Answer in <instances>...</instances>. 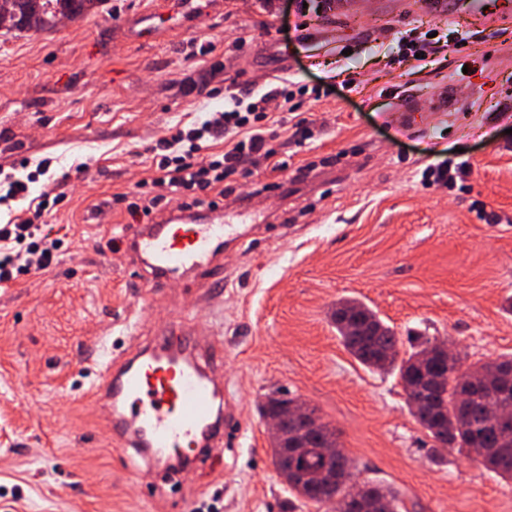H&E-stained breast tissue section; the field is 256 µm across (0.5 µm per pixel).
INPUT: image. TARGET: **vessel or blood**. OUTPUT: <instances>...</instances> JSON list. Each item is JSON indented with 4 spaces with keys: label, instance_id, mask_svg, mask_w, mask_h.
<instances>
[{
    "label": "vessel or blood",
    "instance_id": "b4317fda",
    "mask_svg": "<svg viewBox=\"0 0 512 512\" xmlns=\"http://www.w3.org/2000/svg\"><path fill=\"white\" fill-rule=\"evenodd\" d=\"M464 7L494 23L512 18V0H450L449 10ZM161 0L128 17L125 39L141 45L159 37L153 20ZM224 204L215 202L201 211L161 213L140 221L125 246L144 269L145 287H161L166 280L198 274L204 287L224 286L218 257L229 236ZM193 320L177 318L155 336L140 341L116 359L100 346L92 361L98 382L83 394L85 400L112 403V445L135 448L148 469L177 474L220 454L235 438L239 421L223 412V396L210 366L217 360L211 348L193 344Z\"/></svg>",
    "mask_w": 512,
    "mask_h": 512
}]
</instances>
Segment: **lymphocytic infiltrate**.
Instances as JSON below:
<instances>
[{
    "mask_svg": "<svg viewBox=\"0 0 512 512\" xmlns=\"http://www.w3.org/2000/svg\"><path fill=\"white\" fill-rule=\"evenodd\" d=\"M298 95L317 100L322 92L317 87L293 90L283 84L225 95L223 108L205 112L191 126L172 127L168 135L149 146L154 168L144 182V191L128 203L115 196V203L125 204L135 218L149 216L175 196L181 197L182 209L204 208L230 193L226 181L244 165L266 163L276 170L287 169V159L277 157L270 145L275 130L268 125L265 105L275 99L288 104ZM51 166L48 158L34 165L21 160L16 173L0 166V208L8 216L6 223L0 224L1 288L22 275L49 269L62 246L61 239L50 237L44 227L66 198L67 174L54 178L57 193L29 194L30 184L48 174Z\"/></svg>",
    "mask_w": 512,
    "mask_h": 512,
    "instance_id": "lymphocytic-infiltrate-1",
    "label": "lymphocytic infiltrate"
}]
</instances>
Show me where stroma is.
I'll list each match as a JSON object with an SVG mask.
<instances>
[{"mask_svg":"<svg viewBox=\"0 0 512 512\" xmlns=\"http://www.w3.org/2000/svg\"><path fill=\"white\" fill-rule=\"evenodd\" d=\"M302 13L297 0H224V12L132 46L120 25L142 0L44 32L0 31V165L53 156L72 174L47 230L63 245L44 272L0 289V512H332L294 497L279 476L267 397L315 407L335 427L354 482L397 489L401 512H512V481L475 456L431 452L394 371L361 365L331 321L338 300L364 303L412 350L447 341L465 363L512 353V23L490 26L432 0H342ZM442 47L419 68L392 64L410 21ZM213 41L205 58L190 40ZM242 50H232L233 42ZM357 46L350 66L339 61ZM358 90L344 87L347 79ZM318 87L299 110L313 130L278 132L291 170H260L224 199L242 237L224 248L222 292L193 278L143 301L131 254L110 232L132 222L113 195L139 196L145 146L230 85ZM444 168L449 184H433ZM188 312L224 349V405L239 421L221 464L183 479L133 473L111 445L109 410L78 400L96 376L94 343L134 347L127 324Z\"/></svg>","mask_w":512,"mask_h":512,"instance_id":"1","label":"stroma"}]
</instances>
